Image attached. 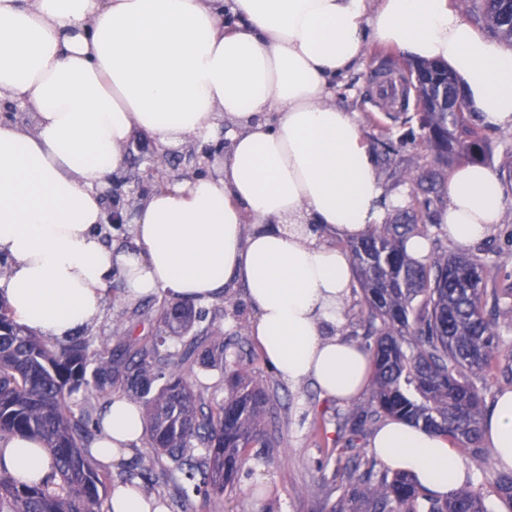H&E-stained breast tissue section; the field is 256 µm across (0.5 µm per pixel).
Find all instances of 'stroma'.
<instances>
[{"label": "stroma", "mask_w": 512, "mask_h": 512, "mask_svg": "<svg viewBox=\"0 0 512 512\" xmlns=\"http://www.w3.org/2000/svg\"><path fill=\"white\" fill-rule=\"evenodd\" d=\"M394 49L368 43L359 68L341 79L336 88L337 103L359 112L365 141L372 153H379L383 141L398 143L400 151L391 164H378L381 179L389 189L409 193L408 178L425 163L424 147L417 122L402 123L381 110L372 76L384 69L387 59H398ZM217 314L213 324L225 339L244 337V346L254 355L249 370L273 389L278 407L277 446L266 459H249L243 466L232 493L215 497L205 512H314L323 501H335L330 476L319 464L324 449L342 436L343 416L351 407L366 406L368 395L355 401L326 397L314 382L293 385L282 379L267 362L250 335L252 308L242 285L226 289L214 301Z\"/></svg>", "instance_id": "stroma-1"}]
</instances>
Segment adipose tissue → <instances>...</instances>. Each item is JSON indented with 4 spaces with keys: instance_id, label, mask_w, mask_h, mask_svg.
I'll return each instance as SVG.
<instances>
[{
    "instance_id": "obj_1",
    "label": "adipose tissue",
    "mask_w": 512,
    "mask_h": 512,
    "mask_svg": "<svg viewBox=\"0 0 512 512\" xmlns=\"http://www.w3.org/2000/svg\"><path fill=\"white\" fill-rule=\"evenodd\" d=\"M371 39L446 65L479 119L512 131V48L454 0H0V99L32 111L28 122L0 120V299L17 322L73 335L97 321L117 272L131 301L205 303L239 282L251 334L283 379L357 398L374 369L339 332L355 268L322 237L356 238L385 216L361 125L335 100ZM140 133L161 150L221 136L229 148L215 173L150 194L135 249L117 250L96 231L101 191ZM504 214L489 167L449 174L437 220L454 247L484 240ZM101 427L92 452L106 464L144 438L140 406L122 396ZM483 430L511 470L512 389ZM370 448L441 497L469 478L448 439L401 421L383 423ZM50 463L39 440H0L17 484L40 482Z\"/></svg>"
}]
</instances>
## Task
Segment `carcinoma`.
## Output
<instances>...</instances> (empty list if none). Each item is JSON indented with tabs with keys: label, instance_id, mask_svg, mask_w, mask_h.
<instances>
[{
	"label": "carcinoma",
	"instance_id": "1",
	"mask_svg": "<svg viewBox=\"0 0 512 512\" xmlns=\"http://www.w3.org/2000/svg\"><path fill=\"white\" fill-rule=\"evenodd\" d=\"M507 0H465L466 12L512 43V21L501 15ZM416 116L430 167L415 176L411 199L419 210L404 211L342 244L355 265L362 293L364 335L371 347L374 380L368 407L347 421L343 447L327 450L321 468L334 465L340 494L329 512H493L490 497L512 509V471L483 470V479L439 498L410 474L377 468L361 442L372 423L391 418L449 439L467 456L490 459L481 424L487 396L499 377L512 376V285L489 282L495 260L483 244L474 254L433 251L410 258L405 243L428 238L442 224H424L431 200L458 157L489 159L486 139L469 112L448 114L437 105ZM160 307L162 328L130 338L123 315L114 335L127 337L117 351L84 336L65 341L35 336L18 324L0 300V438L38 439L51 457V472L39 484L20 486L0 468V512H102L112 471L91 453L116 381L144 408V433L166 463L139 458L122 463L121 482L136 478L168 484L172 494L157 502L167 512H188L194 500L209 501L233 490L252 448L275 447L274 396L238 360L224 363L231 343L207 327L188 336L202 312ZM229 368L230 392L206 398L181 370L195 361Z\"/></svg>",
	"mask_w": 512,
	"mask_h": 512
}]
</instances>
